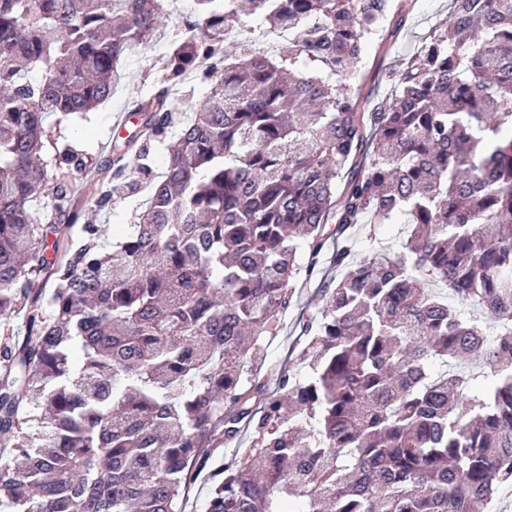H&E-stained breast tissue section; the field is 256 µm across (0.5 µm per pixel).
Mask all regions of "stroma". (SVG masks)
<instances>
[{"mask_svg":"<svg viewBox=\"0 0 512 512\" xmlns=\"http://www.w3.org/2000/svg\"><path fill=\"white\" fill-rule=\"evenodd\" d=\"M448 0H387L385 22L379 38L367 42L363 48L361 70L356 81L369 106L392 97L393 87L385 75L411 55L422 39L431 31L446 28ZM168 54L166 43H157L142 49L126 59L124 77L112 98L86 117L47 118L46 125L63 140L74 143L86 156L97 161L112 159L111 143L114 137H128L137 130L141 120L131 106L132 101L148 98L165 70ZM122 182H137L138 190L124 193L118 204L96 209L93 205L100 187L101 175L94 168H86L73 175V194L83 210L85 220L123 228L133 223L144 207L150 187L144 183L134 164L121 160ZM317 285L308 283L300 289L293 305L283 315L277 335L268 337L260 378L273 384L275 371L282 363H290L296 372H304L305 365L296 357L304 340L303 325L317 304ZM248 444L247 436L229 442L217 443L207 467L196 474L186 486L184 512H206L210 489L216 474L225 462L239 455Z\"/></svg>","mask_w":512,"mask_h":512,"instance_id":"stroma-1","label":"stroma"}]
</instances>
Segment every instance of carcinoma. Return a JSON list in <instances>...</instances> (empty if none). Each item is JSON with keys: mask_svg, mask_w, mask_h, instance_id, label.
I'll return each mask as SVG.
<instances>
[{"mask_svg": "<svg viewBox=\"0 0 512 512\" xmlns=\"http://www.w3.org/2000/svg\"><path fill=\"white\" fill-rule=\"evenodd\" d=\"M450 2L369 111L350 77L386 0H192L135 104L142 130L112 143L137 146L145 209L112 248L89 222L50 260L83 162L44 159L45 119L111 98L124 60L169 38V0H0V318L21 304L29 329L0 346V505L182 512L243 427L206 512H476L512 487V6ZM240 15L291 42L224 54ZM306 59L323 75L296 71ZM199 73L211 91L169 142ZM117 176L95 207L118 202ZM366 218L402 237L356 260L346 232ZM332 221L341 274L307 324L306 374L283 365L269 389L265 340ZM248 437V434L244 435L243 433L242 436L232 441L226 443L221 441L215 445L216 449L212 452L207 467L192 477L186 486L183 499V510L185 512H206L210 488L218 478L215 475L224 468V463L232 457L234 458L237 455V459H241L239 448H246L249 441Z\"/></svg>", "mask_w": 512, "mask_h": 512, "instance_id": "carcinoma-1", "label": "carcinoma"}]
</instances>
